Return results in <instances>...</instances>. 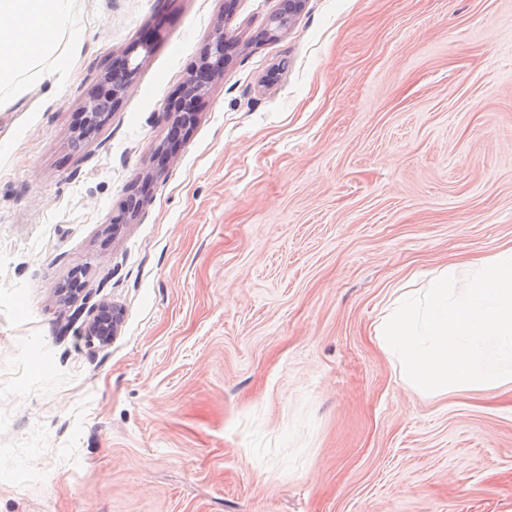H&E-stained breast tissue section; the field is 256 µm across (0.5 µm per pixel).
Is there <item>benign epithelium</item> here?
Returning <instances> with one entry per match:
<instances>
[{
  "label": "benign epithelium",
  "instance_id": "obj_1",
  "mask_svg": "<svg viewBox=\"0 0 512 512\" xmlns=\"http://www.w3.org/2000/svg\"><path fill=\"white\" fill-rule=\"evenodd\" d=\"M238 0H224V17L217 22L216 35L212 36L202 50L196 68L188 73L183 81L179 95L170 111L175 118L170 127L168 141L158 148L164 160H171L182 142L183 132L190 130L197 122V104L205 99L213 83L222 78L224 68L231 59V51L244 52L249 48L275 41L288 34L296 17L304 10L307 0H280L279 8L245 42L231 40L224 35V24L237 9ZM139 62L126 57L119 70L105 72L98 89L86 97L79 107L81 119L74 134H86L102 124L106 118V109L117 107L124 98L137 73ZM154 179L153 167L146 166L140 174L139 191L130 194L132 204L125 208V215L112 224V234H117L125 224H131L141 214L144 206V194ZM81 288L64 285L57 289L56 302L62 309L71 307L80 294ZM123 320V309L115 302L101 301L93 307L92 317L85 323V336L90 344L105 347L118 335Z\"/></svg>",
  "mask_w": 512,
  "mask_h": 512
}]
</instances>
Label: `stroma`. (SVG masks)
<instances>
[{
    "label": "stroma",
    "instance_id": "obj_1",
    "mask_svg": "<svg viewBox=\"0 0 512 512\" xmlns=\"http://www.w3.org/2000/svg\"><path fill=\"white\" fill-rule=\"evenodd\" d=\"M277 7L239 0L228 35ZM223 12L21 15L28 91H0V512H512V391L422 396L374 337L397 288L512 245V0H308L233 58L111 235ZM143 41L73 150L87 93ZM102 300L125 322L92 348ZM139 178L141 181L139 191L129 195V197L132 199V204L128 207H125V215L123 217L114 220L112 224V235L117 234L123 227V224L133 223L141 214V211L144 206L143 194H145L148 191L149 186L154 179L153 167L151 165H146V167L141 172Z\"/></svg>",
    "mask_w": 512,
    "mask_h": 512
}]
</instances>
